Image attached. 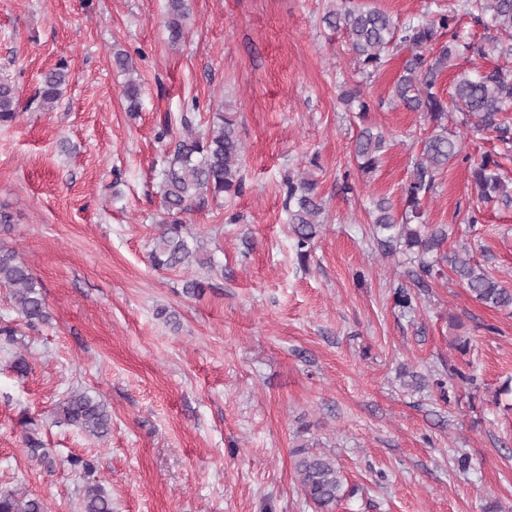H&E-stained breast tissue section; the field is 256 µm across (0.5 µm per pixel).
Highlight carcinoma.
<instances>
[{
    "label": "carcinoma",
    "instance_id": "carcinoma-1",
    "mask_svg": "<svg viewBox=\"0 0 512 512\" xmlns=\"http://www.w3.org/2000/svg\"><path fill=\"white\" fill-rule=\"evenodd\" d=\"M461 7L477 12L476 21L488 31L512 36V0H463ZM191 16V0H167L164 26L171 45L185 37ZM327 27L346 34L348 48L362 71L372 75L383 65L389 51L402 47L408 51L402 71L390 90V98L411 112H421L433 124V132L421 141L419 157L403 187L405 210L393 212L385 198L374 208L373 237L382 245L394 242L416 255L417 269L407 273L416 287L426 285L434 267L448 265L450 272L477 302L493 309H512V291L499 282L469 252L445 251L451 231L441 224H427L423 219L422 200L448 162L463 151L460 140L448 133L444 124L448 107L464 115V124L475 131H493L503 142L512 140L502 114L512 106V69L461 71L454 79L451 101L436 90L437 81L460 58H485L491 54H512V44L496 36L483 41L467 39L456 28L452 12H428L402 24L378 9H362L352 0H336L324 15ZM65 63L43 75L38 96L41 108L51 109L62 96L67 81ZM127 111L140 109V87L132 79L124 86ZM19 105L15 88L0 80V125L14 121ZM186 134L176 140L167 153L163 169V207L168 219L151 251V262L158 269L201 265V245L188 239L181 216L208 201L232 196L242 188L240 176L243 141L236 113H214L209 130L196 131L188 115L181 116ZM388 142L386 135L369 126L361 128L354 143L359 168L371 172L381 163ZM500 159L489 155L471 166V184L478 202L512 201V191L503 179ZM285 208L294 246L301 262H306L323 224L322 199L317 182L307 177L288 176L284 180ZM0 288L9 289V298L27 325L48 320L46 304L32 270L17 259L14 251L0 248ZM59 418L79 430L102 438L110 430L111 416L94 397L82 391L71 393L59 405ZM300 486L318 508L329 507L340 499L342 477L335 465L319 455H307L297 463ZM0 512H46L44 501L28 492L0 491ZM83 512H112V499L98 482L83 485Z\"/></svg>",
    "mask_w": 512,
    "mask_h": 512
}]
</instances>
